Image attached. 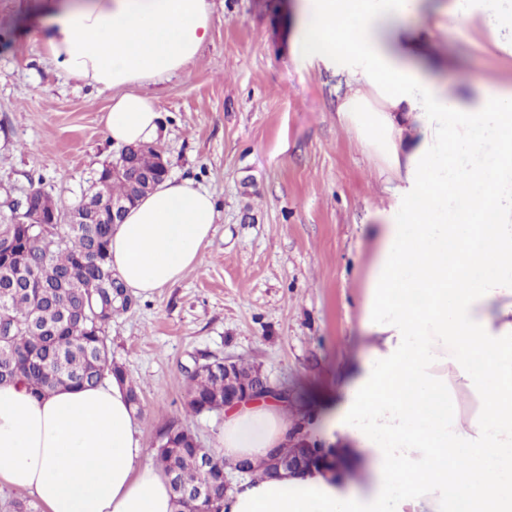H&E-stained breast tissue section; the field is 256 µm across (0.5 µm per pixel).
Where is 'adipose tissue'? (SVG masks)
<instances>
[{
	"label": "adipose tissue",
	"mask_w": 512,
	"mask_h": 512,
	"mask_svg": "<svg viewBox=\"0 0 512 512\" xmlns=\"http://www.w3.org/2000/svg\"><path fill=\"white\" fill-rule=\"evenodd\" d=\"M292 46L339 78L340 123L380 162L392 202L361 234L371 245L360 305L366 353L347 357L323 404L320 438L347 472L312 467L241 480L223 512H512V84L449 74V17H492L501 49L512 20L496 0H292ZM25 29L68 78L113 91L117 146L160 137L144 93L193 61L209 0H40ZM456 92H449V84ZM213 194L157 185L115 226L112 268L148 297L200 261ZM288 405L224 409L228 463L286 440ZM122 386L35 395L0 385V484L46 512H174Z\"/></svg>",
	"instance_id": "adipose-tissue-1"
}]
</instances>
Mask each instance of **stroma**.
Masks as SVG:
<instances>
[{
	"mask_svg": "<svg viewBox=\"0 0 512 512\" xmlns=\"http://www.w3.org/2000/svg\"><path fill=\"white\" fill-rule=\"evenodd\" d=\"M287 0H211V36L182 71L151 86L172 178L217 201L199 265L154 295L117 297L108 345L138 389L146 443L176 420L220 448L223 413L192 415L189 376L205 361H245L286 386L308 426L334 393L347 353L362 352V225L391 196L376 161L336 117V78L292 54ZM33 0H0V223L31 188L61 208L119 154L104 116L111 92L68 79L23 33ZM455 68L512 82V54L481 17L449 20Z\"/></svg>",
	"mask_w": 512,
	"mask_h": 512,
	"instance_id": "stroma-1",
	"label": "stroma"
}]
</instances>
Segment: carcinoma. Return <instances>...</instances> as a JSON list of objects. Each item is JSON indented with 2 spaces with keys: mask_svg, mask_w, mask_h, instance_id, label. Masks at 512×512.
<instances>
[{
  "mask_svg": "<svg viewBox=\"0 0 512 512\" xmlns=\"http://www.w3.org/2000/svg\"><path fill=\"white\" fill-rule=\"evenodd\" d=\"M127 181L106 176L85 195L107 199L131 197ZM112 218L96 224H0V384L25 380L37 394L59 388L79 389L101 383L104 373L126 381L112 364L107 344L106 310H112L113 281L109 244ZM186 411L201 415L224 408V365L208 361L190 376ZM154 462L185 489L206 483L211 509L221 512L224 461L202 467L207 449L196 447L186 427L169 423L153 444Z\"/></svg>",
  "mask_w": 512,
  "mask_h": 512,
  "instance_id": "1",
  "label": "carcinoma"
}]
</instances>
